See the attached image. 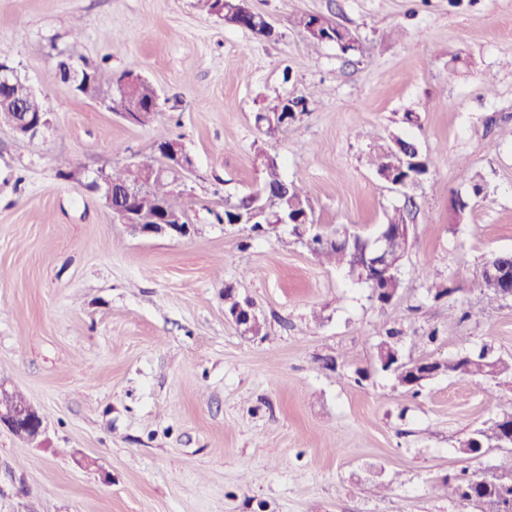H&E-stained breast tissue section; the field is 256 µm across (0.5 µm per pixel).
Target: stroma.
Masks as SVG:
<instances>
[{
  "mask_svg": "<svg viewBox=\"0 0 512 512\" xmlns=\"http://www.w3.org/2000/svg\"><path fill=\"white\" fill-rule=\"evenodd\" d=\"M248 5L275 39L208 0H0V51L52 111L31 140L0 126V385L46 425L38 445L0 429V512H476L444 480L512 464L459 451L511 382L442 375L415 396L374 356L396 329L405 361L512 357V299L467 309L484 262L512 252V0ZM298 12L335 20L356 50L308 49ZM76 25L89 66L157 86V122L130 125L60 82L52 56ZM287 94L305 112L268 131L265 104ZM399 137L429 167L407 197L369 164ZM163 138L193 161L182 239L132 234L89 187ZM260 151L326 228L371 237L414 201L391 303L289 230L215 221L259 188ZM228 286L259 335L229 316Z\"/></svg>",
  "mask_w": 512,
  "mask_h": 512,
  "instance_id": "1",
  "label": "stroma"
}]
</instances>
